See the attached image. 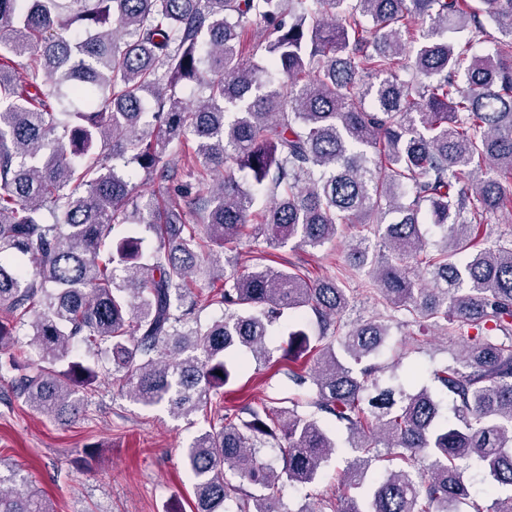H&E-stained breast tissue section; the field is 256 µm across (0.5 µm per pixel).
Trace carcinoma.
I'll list each match as a JSON object with an SVG mask.
<instances>
[{
    "label": "carcinoma",
    "instance_id": "1",
    "mask_svg": "<svg viewBox=\"0 0 512 512\" xmlns=\"http://www.w3.org/2000/svg\"><path fill=\"white\" fill-rule=\"evenodd\" d=\"M487 22L501 37L477 53ZM141 172L183 202L137 191ZM511 179L512 0H0V353L24 330L38 353L21 374L12 352L0 380L69 421L113 373L187 418L285 332L288 360L312 358L288 375L315 387L314 411L224 408L183 451L194 512L233 492L237 512H285L282 488L319 477L337 427L356 456L329 512H512L466 483L476 463L512 486V245L483 235L512 217ZM353 224L366 233L337 277L250 251L224 263L246 237L318 250ZM360 272L391 313L345 330ZM202 281L224 307L206 325ZM401 311L476 331L436 391L375 362ZM0 512L54 510L0 489Z\"/></svg>",
    "mask_w": 512,
    "mask_h": 512
}]
</instances>
